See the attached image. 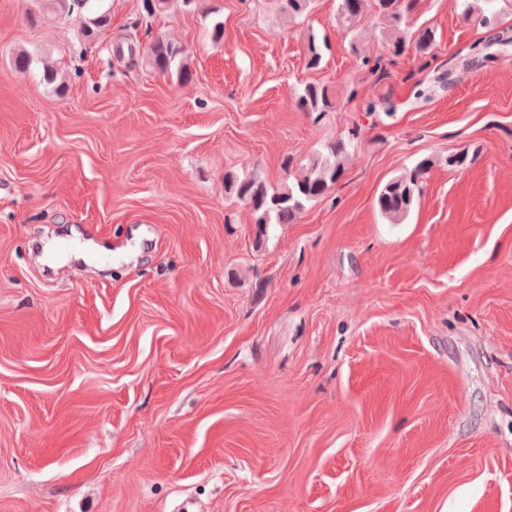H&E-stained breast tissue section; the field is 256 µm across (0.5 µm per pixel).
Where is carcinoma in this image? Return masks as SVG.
<instances>
[{
  "label": "carcinoma",
  "instance_id": "cac0c4a2",
  "mask_svg": "<svg viewBox=\"0 0 512 512\" xmlns=\"http://www.w3.org/2000/svg\"><path fill=\"white\" fill-rule=\"evenodd\" d=\"M276 9L294 21L303 18L310 10L312 0H274ZM414 0H338L336 24L349 36L353 53H358V27L367 14L377 20L380 39L385 47L389 63L407 53L423 60L425 69L433 57L436 43L434 28L410 25ZM464 20H474L482 28L493 30L497 26L495 14H476L472 7L464 9ZM110 24L105 12H97L83 23L81 33L86 41L94 40L100 30ZM330 49L328 38L309 36L306 50L307 67L317 70L322 66L325 52ZM149 68L176 76L182 86L193 81V73L184 60V49L157 35L152 38L146 52ZM300 112H331L336 100L328 86L307 83L295 99ZM349 142L338 139L322 145L313 156L297 163L292 157L282 162L288 181L273 186L255 175L240 176L224 173V193L236 198L250 209L253 223L259 227L270 224H292L310 203L324 196L338 183L344 174ZM431 161L422 160L401 175L390 179L381 189L377 205L382 216L391 224L403 223L422 191L425 175Z\"/></svg>",
  "mask_w": 512,
  "mask_h": 512
}]
</instances>
